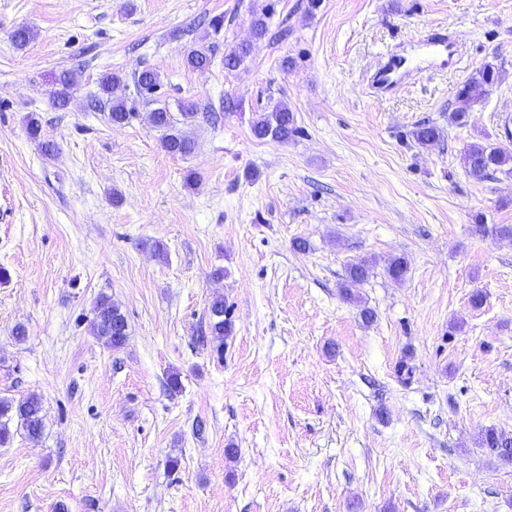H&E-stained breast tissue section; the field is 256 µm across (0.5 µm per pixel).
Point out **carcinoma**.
Instances as JSON below:
<instances>
[{
  "label": "carcinoma",
  "instance_id": "1",
  "mask_svg": "<svg viewBox=\"0 0 512 512\" xmlns=\"http://www.w3.org/2000/svg\"><path fill=\"white\" fill-rule=\"evenodd\" d=\"M267 14L253 13L251 30L253 38L263 40L269 33L266 21ZM250 54V45L239 44L224 52V68H239ZM215 57V46L202 37L199 44L192 48L186 57L188 67L195 70H206ZM499 78V68L492 61L484 63L473 75L464 81L457 91V106L448 115L451 124L462 126L467 123L471 106L489 95ZM122 78L117 74H107L100 80L101 96L95 99L92 107L102 105L108 109L107 120L114 125H124L131 121L134 113L127 109L123 99L114 96V89L120 85ZM59 89L54 92L53 105L63 108L67 105L71 89L72 77L63 73L56 80ZM134 87L136 93L150 106L148 122L160 134L161 147L171 155L187 156L195 147V140L187 134L184 126L194 122L197 112L196 105H182L180 117H175L166 101L158 94L162 87L159 74L152 68H145L135 74ZM253 136L258 140L270 139L286 142L297 136L300 127L297 125L295 113L283 101L275 102L268 111L262 113L251 127ZM417 145L427 147L435 143L439 137V129L431 124H419L411 132ZM464 168L467 176L481 182L491 178L498 172L512 174V146L509 144H471L463 153ZM371 268L361 261L351 265L344 281L341 283V294L351 302H361L360 289L368 281ZM210 331L213 349L217 354L224 352V340L233 333V324L229 317V307L224 298L213 299L209 306ZM92 334L107 347L114 350L122 348L128 336V324L119 307L109 298L103 296L96 301L93 318L90 321ZM22 428L31 441H38L43 433L42 402L36 395L15 402L11 399H0V446L12 437L11 425ZM480 446L484 452L498 461L512 465V436L488 428L482 432Z\"/></svg>",
  "mask_w": 512,
  "mask_h": 512
}]
</instances>
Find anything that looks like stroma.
<instances>
[{
	"instance_id": "1",
	"label": "stroma",
	"mask_w": 512,
	"mask_h": 512,
	"mask_svg": "<svg viewBox=\"0 0 512 512\" xmlns=\"http://www.w3.org/2000/svg\"><path fill=\"white\" fill-rule=\"evenodd\" d=\"M216 15L220 48L251 52L191 70ZM434 28L456 68L424 57ZM390 51L416 69L378 98L368 75ZM491 60L497 84L449 124ZM147 67L170 109L195 103L193 154L148 124L133 85ZM109 73L135 113L122 126L88 106ZM273 99L302 135L253 137ZM507 118L512 0H0V398L38 396L44 415L39 441L0 446V512H512V466L480 447L484 428L512 435V239L474 230L512 225V174L477 182L461 164ZM423 121L441 130L426 149L409 135ZM363 260L357 305L340 284ZM103 295L128 322L116 351L89 330ZM218 296L233 321L220 357L197 341Z\"/></svg>"
}]
</instances>
